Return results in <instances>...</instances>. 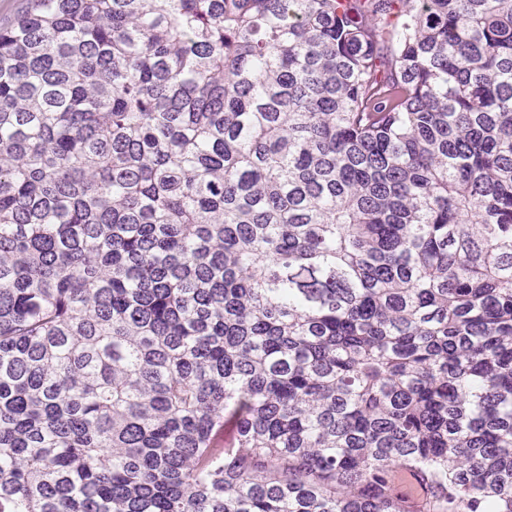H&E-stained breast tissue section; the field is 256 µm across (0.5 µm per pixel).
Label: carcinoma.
<instances>
[{
  "label": "carcinoma",
  "instance_id": "1",
  "mask_svg": "<svg viewBox=\"0 0 512 512\" xmlns=\"http://www.w3.org/2000/svg\"><path fill=\"white\" fill-rule=\"evenodd\" d=\"M512 512V0H26L0 22V512Z\"/></svg>",
  "mask_w": 512,
  "mask_h": 512
}]
</instances>
